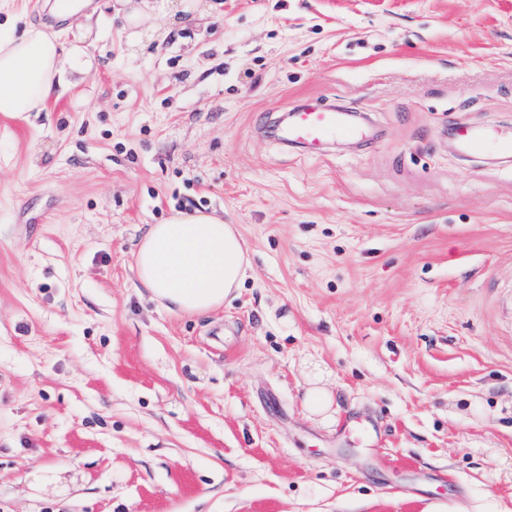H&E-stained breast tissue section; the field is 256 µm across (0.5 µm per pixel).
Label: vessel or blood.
<instances>
[{"label": "vessel or blood", "mask_w": 512, "mask_h": 512, "mask_svg": "<svg viewBox=\"0 0 512 512\" xmlns=\"http://www.w3.org/2000/svg\"><path fill=\"white\" fill-rule=\"evenodd\" d=\"M365 130L356 124L345 109L324 107L316 102H304L290 109L288 119L280 129L281 141L307 156H319L336 141H354ZM458 147L466 154L494 151L512 154V132L499 133L474 126H460L455 134Z\"/></svg>", "instance_id": "b4317fda"}]
</instances>
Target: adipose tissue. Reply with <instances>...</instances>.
Here are the masks:
<instances>
[{
	"mask_svg": "<svg viewBox=\"0 0 512 512\" xmlns=\"http://www.w3.org/2000/svg\"><path fill=\"white\" fill-rule=\"evenodd\" d=\"M91 66L86 47L64 44L37 26L0 31V115L24 120L43 111L70 76ZM251 262L235 225L200 211H173L145 233L135 275L166 309L204 314L234 297Z\"/></svg>",
	"mask_w": 512,
	"mask_h": 512,
	"instance_id": "obj_1",
	"label": "adipose tissue"
}]
</instances>
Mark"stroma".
<instances>
[{"label":"stroma","mask_w":512,"mask_h":512,"mask_svg":"<svg viewBox=\"0 0 512 512\" xmlns=\"http://www.w3.org/2000/svg\"><path fill=\"white\" fill-rule=\"evenodd\" d=\"M90 2L0 0L92 62L0 117V512H512V156L452 139L512 130V0H203L163 38ZM307 98L368 139L280 146ZM175 210L237 226L231 304L140 288Z\"/></svg>","instance_id":"1"}]
</instances>
